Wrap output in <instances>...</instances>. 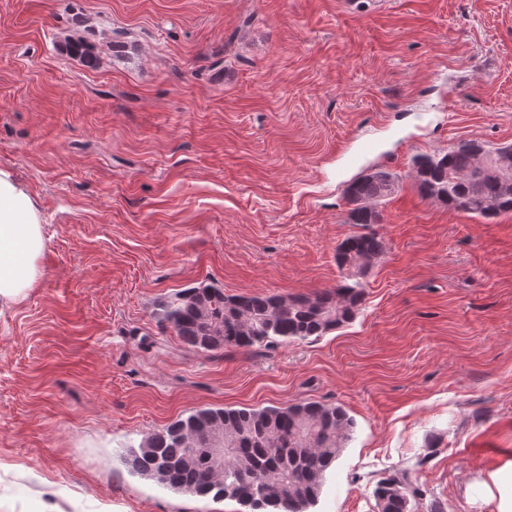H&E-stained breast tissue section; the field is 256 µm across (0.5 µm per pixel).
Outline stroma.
Wrapping results in <instances>:
<instances>
[{
  "mask_svg": "<svg viewBox=\"0 0 512 512\" xmlns=\"http://www.w3.org/2000/svg\"><path fill=\"white\" fill-rule=\"evenodd\" d=\"M84 42L87 66L65 44ZM512 143V0H0V168L45 224V275L0 310V512H242L130 471L202 406H342L353 431L310 512H377L406 471L445 512L512 455V216L422 198L415 157ZM400 189L354 318L200 352L170 293L331 289L346 185Z\"/></svg>",
  "mask_w": 512,
  "mask_h": 512,
  "instance_id": "1",
  "label": "stroma"
}]
</instances>
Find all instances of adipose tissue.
Masks as SVG:
<instances>
[{
  "mask_svg": "<svg viewBox=\"0 0 512 512\" xmlns=\"http://www.w3.org/2000/svg\"><path fill=\"white\" fill-rule=\"evenodd\" d=\"M44 244L34 197L14 174L0 169V309L21 304L42 279ZM481 486L493 512H512V459L488 472Z\"/></svg>",
  "mask_w": 512,
  "mask_h": 512,
  "instance_id": "ef3b65f1",
  "label": "adipose tissue"
}]
</instances>
